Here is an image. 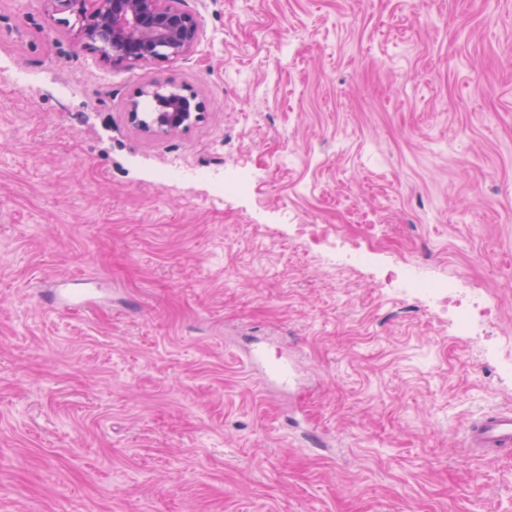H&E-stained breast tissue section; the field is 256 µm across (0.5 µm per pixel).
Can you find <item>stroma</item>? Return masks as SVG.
I'll return each instance as SVG.
<instances>
[{
	"label": "stroma",
	"instance_id": "stroma-1",
	"mask_svg": "<svg viewBox=\"0 0 512 512\" xmlns=\"http://www.w3.org/2000/svg\"><path fill=\"white\" fill-rule=\"evenodd\" d=\"M180 7L191 52L132 65L0 0V512H512L462 446L512 408V0ZM157 92L201 119L145 132ZM404 258L485 290L487 343L393 300Z\"/></svg>",
	"mask_w": 512,
	"mask_h": 512
}]
</instances>
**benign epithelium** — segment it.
<instances>
[{
    "mask_svg": "<svg viewBox=\"0 0 512 512\" xmlns=\"http://www.w3.org/2000/svg\"><path fill=\"white\" fill-rule=\"evenodd\" d=\"M74 14L81 41L104 57L130 64L178 58L193 48L199 30L196 17L176 5V0H53ZM166 105L152 125L138 116V103L130 104V117L145 129L167 133L198 119L189 99L165 96Z\"/></svg>",
    "mask_w": 512,
    "mask_h": 512,
    "instance_id": "obj_1",
    "label": "benign epithelium"
}]
</instances>
